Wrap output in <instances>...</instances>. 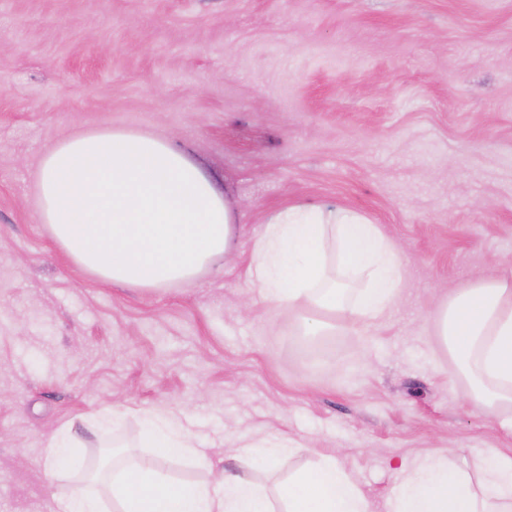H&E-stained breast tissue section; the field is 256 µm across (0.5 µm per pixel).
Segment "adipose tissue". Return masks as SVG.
Segmentation results:
<instances>
[{"label":"adipose tissue","mask_w":512,"mask_h":512,"mask_svg":"<svg viewBox=\"0 0 512 512\" xmlns=\"http://www.w3.org/2000/svg\"><path fill=\"white\" fill-rule=\"evenodd\" d=\"M123 151L104 156L114 144ZM39 217L61 248L106 283L158 288L191 281L230 255L237 226L230 204L185 150L152 136L106 129L48 147L38 181ZM403 283L399 248L377 225L349 210L298 205L277 214L254 251L249 285L273 309L293 314L303 336H325L337 320L374 325L396 303ZM436 344L457 364L474 407L512 413V277L478 276L454 289L428 315ZM143 422L155 459L113 474L107 491L54 499L53 512H368L355 480L325 457L267 488L241 466L276 459L285 438L236 439L233 465L216 484L177 485L159 460L193 456L212 464L176 413L148 412ZM386 512H512V456L487 453L480 483L442 461H400Z\"/></svg>","instance_id":"ef3b65f1"}]
</instances>
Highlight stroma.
I'll use <instances>...</instances> for the list:
<instances>
[{
    "mask_svg": "<svg viewBox=\"0 0 512 512\" xmlns=\"http://www.w3.org/2000/svg\"><path fill=\"white\" fill-rule=\"evenodd\" d=\"M104 128L185 148L241 231L192 283L105 284L37 213L47 147ZM358 212L400 249L396 305L306 339L248 283L295 205ZM512 270V0H0V512H50L116 444L147 456L143 412L188 417L213 463L287 437L273 485L335 456L384 512L400 459L479 479L512 423L473 411L427 316ZM121 424L90 432L114 406ZM63 425L78 467L49 478Z\"/></svg>",
    "mask_w": 512,
    "mask_h": 512,
    "instance_id": "obj_1",
    "label": "stroma"
}]
</instances>
